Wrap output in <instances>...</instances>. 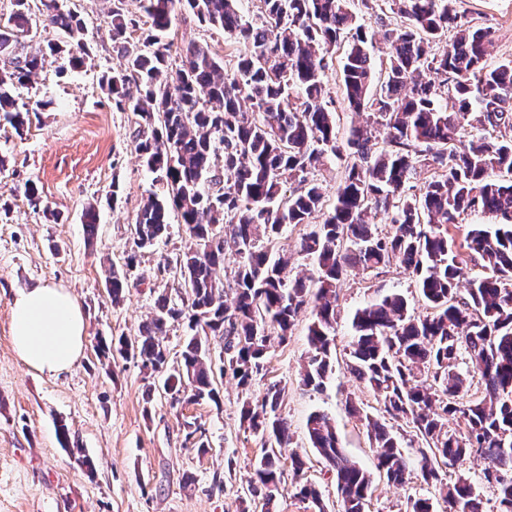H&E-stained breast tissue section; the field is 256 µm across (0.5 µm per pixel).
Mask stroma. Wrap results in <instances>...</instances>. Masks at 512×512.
<instances>
[{
    "mask_svg": "<svg viewBox=\"0 0 512 512\" xmlns=\"http://www.w3.org/2000/svg\"><path fill=\"white\" fill-rule=\"evenodd\" d=\"M69 4L85 21L90 53L84 64L74 69L67 56L47 58L32 84L17 91L30 110L28 128L19 133L0 120V512H241L251 502L245 489L261 443L241 423L240 409L247 395H262L272 383L286 388L281 413L294 451L307 462L305 480L318 485L328 512H337L336 483L309 445L307 419L328 414L347 455L374 470L365 423L346 407L351 398L370 414L379 410L373 392L346 369L351 319L357 308L391 293L404 295L415 314H425L412 275L397 266L382 274L349 271L337 289L336 372L320 390L300 382L308 356L305 315L286 343L271 345L267 371L251 390L227 374L217 381L219 402L180 411L139 362L99 356V339L138 335L159 293H176L180 280L166 262L188 238L174 212L153 247L136 249L130 226L155 186L135 151L136 115L114 111L101 87L102 75L125 63L112 48L107 15L113 0ZM459 9L492 29L489 64L512 60V0H461ZM27 182L36 186L42 209L26 198ZM91 204L99 216L90 237L83 213ZM132 253V288L113 304L106 289L109 269L123 267ZM45 284L67 288L88 323L81 356L57 377L27 367L10 334L16 290ZM187 416L204 425L208 453L185 443ZM62 424L93 470L61 448ZM410 470L400 486L375 478L367 512H409L411 499L433 496L418 464Z\"/></svg>",
    "mask_w": 512,
    "mask_h": 512,
    "instance_id": "obj_1",
    "label": "stroma"
}]
</instances>
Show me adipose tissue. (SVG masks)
<instances>
[{
    "label": "adipose tissue",
    "instance_id": "1",
    "mask_svg": "<svg viewBox=\"0 0 512 512\" xmlns=\"http://www.w3.org/2000/svg\"><path fill=\"white\" fill-rule=\"evenodd\" d=\"M10 310L13 348L28 367L56 376L75 364L84 347L87 323L67 290L48 286L19 289Z\"/></svg>",
    "mask_w": 512,
    "mask_h": 512
}]
</instances>
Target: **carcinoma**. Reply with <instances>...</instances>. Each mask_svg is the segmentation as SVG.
<instances>
[{"instance_id": "cac0c4a2", "label": "carcinoma", "mask_w": 512, "mask_h": 512, "mask_svg": "<svg viewBox=\"0 0 512 512\" xmlns=\"http://www.w3.org/2000/svg\"><path fill=\"white\" fill-rule=\"evenodd\" d=\"M40 2L35 15L28 0H15L0 26V116L18 132L29 110L15 90L31 83L44 57L65 54L78 67L89 56L82 16L62 0ZM139 2L150 21L139 45L127 41L139 21L118 5L109 14L112 43L126 65L101 83L117 109L139 117L136 152L162 185L136 214L135 245L153 246L176 210L189 238L176 258L184 293H161L138 336L102 340L98 351L166 374L174 407L217 405L215 374L229 372L250 389L267 370L268 330L283 344L308 312L301 383L320 389L334 373L337 283L351 269L383 271L398 263L415 278L427 313L414 314L397 293L358 309L346 367L374 393L381 413L415 428L421 475L436 499L410 501L411 512H436L435 502L443 512H484L478 486L442 475L475 455L485 461L480 480L497 492L498 512H512V61L487 65L491 29L468 20L459 0H383L402 24L383 32L385 75L376 83L375 33L347 0H258L255 16L242 11V0ZM183 14L223 31L238 47L232 72L194 41L179 48L180 64L171 68L173 43L164 37ZM47 28L60 39L39 54L17 55L22 38ZM340 45L348 107L368 113L342 142L324 82ZM445 97L451 105L442 103ZM377 125L387 136L373 152ZM344 153L355 161L328 205L314 173L326 156ZM429 168L434 176L409 193L414 176ZM473 212L493 223L457 239L450 227ZM317 213L322 221L310 223ZM379 214L391 224L386 234L372 224ZM292 224L310 226L296 252L311 261L312 276L289 269L281 240ZM228 249L239 257L230 305L216 278ZM476 266L483 275L469 276ZM106 283L119 303L127 272L110 271ZM179 320L187 321L190 337L173 365L164 338ZM213 338L223 343L217 363ZM282 403V388L272 384L241 408V422L261 440L247 486L261 499L260 512H271L281 495L284 460L297 475L306 468L291 451ZM364 419L378 472L404 483L409 461L400 437L380 420ZM450 419L458 429L448 430ZM182 426L185 442L208 452L197 418H184ZM307 437L334 475L341 512H366L373 477L345 455L328 415L309 417ZM294 496L326 512L315 484L296 485Z\"/></svg>"}]
</instances>
